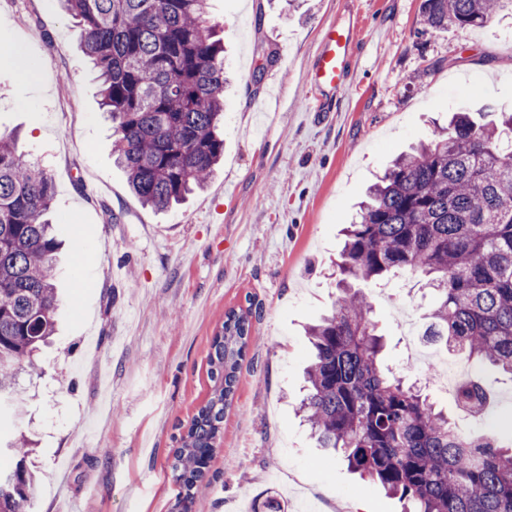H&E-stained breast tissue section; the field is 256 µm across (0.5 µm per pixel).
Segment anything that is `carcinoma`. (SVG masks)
<instances>
[{"mask_svg": "<svg viewBox=\"0 0 512 512\" xmlns=\"http://www.w3.org/2000/svg\"><path fill=\"white\" fill-rule=\"evenodd\" d=\"M512 0H423L422 24L484 26ZM99 72L112 153L141 202L156 211L203 187L224 158V47L208 0H60ZM512 113L478 125L456 112L448 127L400 154L344 228L329 314L305 328L314 349L299 411L318 447L379 483L405 512H512V445L461 430L422 388L384 362L372 304L359 284L401 272L432 290L429 335L468 363L512 375V153L501 141ZM52 179L0 132V402L55 333L57 240L45 219ZM250 313L231 309L213 337L207 401L180 438L176 505L194 489L216 447L251 336ZM457 405L482 412L470 379ZM0 468V512H31L33 472L23 443Z\"/></svg>", "mask_w": 512, "mask_h": 512, "instance_id": "carcinoma-1", "label": "carcinoma"}]
</instances>
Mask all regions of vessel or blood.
<instances>
[{
	"label": "vessel or blood",
	"instance_id": "1",
	"mask_svg": "<svg viewBox=\"0 0 512 512\" xmlns=\"http://www.w3.org/2000/svg\"><path fill=\"white\" fill-rule=\"evenodd\" d=\"M356 23L329 22L322 26L320 43L309 82L320 96V110H328L344 91L343 74L359 42Z\"/></svg>",
	"mask_w": 512,
	"mask_h": 512
}]
</instances>
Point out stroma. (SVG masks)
<instances>
[{
    "mask_svg": "<svg viewBox=\"0 0 512 512\" xmlns=\"http://www.w3.org/2000/svg\"><path fill=\"white\" fill-rule=\"evenodd\" d=\"M422 0H209L232 88L224 164L178 208L130 191L112 160V123L75 20L57 0H0V129L51 176L49 218L63 247L58 332L16 379L21 406L0 433L31 446V512H171V463L211 390L208 355L229 309L250 311L254 340L224 414L197 512H401L398 499L315 448L296 408L311 349L306 323L336 296L340 230L367 187L433 122L465 109L512 112V10L485 26L420 24ZM357 20L347 89L328 111L307 85L320 27ZM386 359L420 381L459 427L512 442V375L475 366L483 417L460 410L410 344L426 339L420 277L369 292Z\"/></svg>",
    "mask_w": 512,
    "mask_h": 512,
    "instance_id": "stroma-1",
    "label": "stroma"
}]
</instances>
